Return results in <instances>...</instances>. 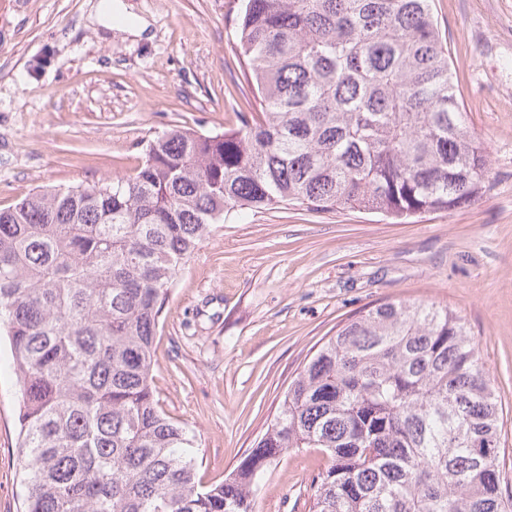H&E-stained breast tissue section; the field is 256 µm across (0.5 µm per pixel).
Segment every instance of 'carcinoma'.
I'll return each mask as SVG.
<instances>
[{
    "label": "carcinoma",
    "instance_id": "cac0c4a2",
    "mask_svg": "<svg viewBox=\"0 0 512 512\" xmlns=\"http://www.w3.org/2000/svg\"><path fill=\"white\" fill-rule=\"evenodd\" d=\"M261 115L171 130L131 175L0 209V336L21 394V512H254L273 463L320 448L312 512H512L498 396L461 317L388 301L330 337L224 481L162 411L153 344L213 225L286 204L403 219L478 201L483 143L432 0H242Z\"/></svg>",
    "mask_w": 512,
    "mask_h": 512
}]
</instances>
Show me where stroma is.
I'll use <instances>...</instances> for the list:
<instances>
[{"label": "stroma", "instance_id": "stroma-1", "mask_svg": "<svg viewBox=\"0 0 512 512\" xmlns=\"http://www.w3.org/2000/svg\"><path fill=\"white\" fill-rule=\"evenodd\" d=\"M0 0V209L34 190L129 175L175 128L216 135L259 99L240 70L239 0ZM470 129L488 151L478 202L397 223L303 206L236 213L186 261L156 331L153 387L197 434L198 477L223 481L329 337L374 305L425 301L463 319L502 404L512 493V0H434ZM141 37L123 32L137 19ZM20 394L0 345V512H20ZM316 448L274 463L255 512H310Z\"/></svg>", "mask_w": 512, "mask_h": 512}]
</instances>
